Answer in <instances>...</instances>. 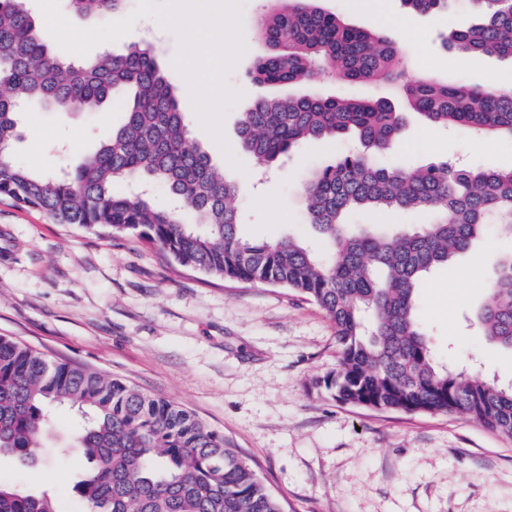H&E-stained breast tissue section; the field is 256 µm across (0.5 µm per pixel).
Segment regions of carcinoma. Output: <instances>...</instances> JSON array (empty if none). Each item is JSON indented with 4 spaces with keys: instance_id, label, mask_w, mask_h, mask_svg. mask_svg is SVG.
<instances>
[{
    "instance_id": "1",
    "label": "carcinoma",
    "mask_w": 512,
    "mask_h": 512,
    "mask_svg": "<svg viewBox=\"0 0 512 512\" xmlns=\"http://www.w3.org/2000/svg\"><path fill=\"white\" fill-rule=\"evenodd\" d=\"M81 16L110 15L123 0H68ZM258 19L267 52L251 79L266 86L306 83L330 71L343 82L392 84L405 106L428 123L476 135L512 134V87L443 82L406 72L399 45L346 24L320 0H271ZM466 4L479 15L448 32L444 47L512 59V0H401L434 15ZM28 0H0V196L39 208L90 232L132 234L180 267L253 285L286 288L323 310L334 326L339 370L324 380L337 401L378 409L465 414L512 437V386L436 362L417 316L423 277L488 238L509 234L485 301L475 315L481 335L512 350V170L440 161L384 164L405 117L386 98L346 96L260 99L242 113V150L271 167L299 144L355 135L359 148L311 172L299 202L319 246L291 235L250 241L240 234L237 188L189 137L168 83L148 49L83 63L59 60L41 40ZM126 102L123 124L91 156L62 176L16 161L11 143L21 106L34 100L63 118ZM162 185L175 200L161 207L143 193L117 195L116 181ZM429 211L437 219L388 234L354 225L351 213ZM67 407L85 427L75 438L83 462L74 493L84 512H282L256 472L181 404L85 365L51 360L0 336V457L36 462L53 430V410ZM0 512H61L49 490L0 483Z\"/></svg>"
}]
</instances>
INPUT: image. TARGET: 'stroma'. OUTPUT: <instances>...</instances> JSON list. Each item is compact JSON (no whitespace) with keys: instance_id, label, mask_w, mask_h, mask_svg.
<instances>
[{"instance_id":"35a3bbf8","label":"stroma","mask_w":512,"mask_h":512,"mask_svg":"<svg viewBox=\"0 0 512 512\" xmlns=\"http://www.w3.org/2000/svg\"><path fill=\"white\" fill-rule=\"evenodd\" d=\"M383 13L403 16L398 37L407 71L443 80L512 86V61L446 50L449 29L475 23L468 7L423 16L400 0H382ZM261 0H243L245 51L226 82L240 99L228 109L221 150L198 124L188 102L180 110L193 140L237 187L240 231L249 240L311 237L298 200L309 169L332 163L347 140L300 146L273 171L258 170L239 147L240 115L273 88L248 73L266 46L255 19ZM138 44L150 48L167 80L176 35L147 19L91 57ZM287 94L397 100L396 90L323 78L287 87ZM124 121L120 102L68 121L37 103L26 106L11 152L21 163L55 175L96 152ZM394 165L448 160L512 170V137L487 136L475 148L466 130L430 127L408 116L400 143L383 157ZM499 241L478 243L452 266L434 268L419 290V320L438 358L471 374L512 383V351L489 343L467 323L481 306L499 256ZM0 336L56 360L92 367L142 391L180 403L249 463L279 499L283 512H512V438L459 414L408 413L336 401L324 380L339 359L331 321L315 304L276 285L249 286L180 268L139 238L93 233L48 213L0 198ZM49 447L32 467L0 459V481L57 493L61 512H82L72 491L80 456L62 462L56 446L73 442L82 421L54 411Z\"/></svg>"}]
</instances>
